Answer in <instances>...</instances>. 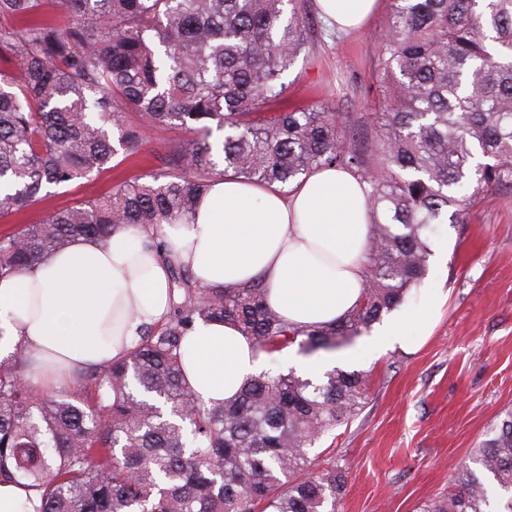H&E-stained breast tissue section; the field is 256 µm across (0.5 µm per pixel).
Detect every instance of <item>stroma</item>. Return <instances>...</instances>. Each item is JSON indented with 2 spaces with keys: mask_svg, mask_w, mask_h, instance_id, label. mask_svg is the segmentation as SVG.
<instances>
[{
  "mask_svg": "<svg viewBox=\"0 0 512 512\" xmlns=\"http://www.w3.org/2000/svg\"><path fill=\"white\" fill-rule=\"evenodd\" d=\"M391 0H378L362 29L336 32L310 10L309 50L283 77L281 107L326 106L356 116L379 93L375 51L391 20ZM176 130L149 131L135 155L97 178L54 189L44 202L0 217V233L35 224L50 212L107 194L121 180L161 168ZM425 282L448 299L427 345L378 359L358 358L370 374L360 413L317 443L321 464L336 461L348 476L339 512H417L448 493L452 467L468 458L512 409V188L492 187L458 223L436 224Z\"/></svg>",
  "mask_w": 512,
  "mask_h": 512,
  "instance_id": "35a3bbf8",
  "label": "stroma"
}]
</instances>
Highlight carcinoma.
<instances>
[{"label": "carcinoma", "instance_id": "1", "mask_svg": "<svg viewBox=\"0 0 512 512\" xmlns=\"http://www.w3.org/2000/svg\"><path fill=\"white\" fill-rule=\"evenodd\" d=\"M308 2L0 0L13 23L0 26V215L112 169L150 128L189 134L161 170L0 235V280L78 237L105 247L120 224L170 269L165 320L69 392H38L20 346L0 361V482L40 491L37 512H338L347 475L310 450L358 415L368 376L263 370L210 407L186 381L182 341L197 320L231 322L266 353L330 352L404 302L427 273L430 225L512 184V0H392L380 111L266 113L309 48ZM352 121L373 127L371 148L350 141ZM327 166L365 182L371 224L368 288L334 324L288 326L260 281L203 288L160 239L162 225L191 223L218 176L284 187ZM489 481L512 491V411L419 512H494Z\"/></svg>", "mask_w": 512, "mask_h": 512}]
</instances>
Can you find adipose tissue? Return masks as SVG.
Masks as SVG:
<instances>
[{
  "label": "adipose tissue",
  "mask_w": 512,
  "mask_h": 512,
  "mask_svg": "<svg viewBox=\"0 0 512 512\" xmlns=\"http://www.w3.org/2000/svg\"><path fill=\"white\" fill-rule=\"evenodd\" d=\"M317 2L329 23L354 29L376 0ZM364 188L336 167L314 170L287 193L227 174L212 181L192 223L163 225L162 236L199 286L263 282L270 307L290 326L310 330L336 322L363 294L370 234ZM444 302L441 289L422 288L420 317L410 325L388 320L359 355L419 350ZM168 306L167 265L144 234L122 226L108 248L79 238L0 281V338L26 347L36 383L53 392L125 356L144 327L165 319ZM182 353L191 389L209 405L236 395L264 364L253 342L228 323L197 322Z\"/></svg>",
  "instance_id": "ef3b65f1"
}]
</instances>
